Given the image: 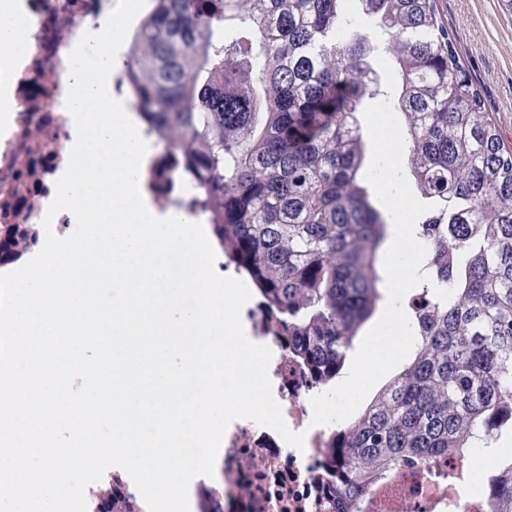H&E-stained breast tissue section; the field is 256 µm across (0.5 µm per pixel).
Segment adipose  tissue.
<instances>
[{
	"label": "adipose tissue",
	"mask_w": 512,
	"mask_h": 512,
	"mask_svg": "<svg viewBox=\"0 0 512 512\" xmlns=\"http://www.w3.org/2000/svg\"><path fill=\"white\" fill-rule=\"evenodd\" d=\"M25 12L21 0H0V131L6 133L14 128L16 78L28 62L19 36Z\"/></svg>",
	"instance_id": "obj_1"
}]
</instances>
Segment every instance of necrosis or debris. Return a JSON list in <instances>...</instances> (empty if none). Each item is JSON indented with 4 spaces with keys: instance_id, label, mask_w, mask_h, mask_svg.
<instances>
[{
    "instance_id": "1",
    "label": "necrosis or debris",
    "mask_w": 512,
    "mask_h": 512,
    "mask_svg": "<svg viewBox=\"0 0 512 512\" xmlns=\"http://www.w3.org/2000/svg\"><path fill=\"white\" fill-rule=\"evenodd\" d=\"M25 2L29 63L16 85L14 130L0 137V227L42 224L68 165L66 146L76 136L65 107L68 58L84 32L109 15L108 0ZM147 189L160 209L173 196L188 201L195 196L179 161L164 154L150 159ZM241 316L272 352L273 396L287 427L303 434L304 446L295 448L249 419L231 422L221 454L223 478L212 483L209 497L223 502L224 512H326L327 501L339 499L340 491L328 454L336 426L312 422L311 399L325 388L309 382L275 339V318L255 305L243 308ZM471 458L443 456L395 470L358 503L356 512H489V495L475 483Z\"/></svg>"
}]
</instances>
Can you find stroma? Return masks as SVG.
<instances>
[{
  "instance_id": "obj_1",
  "label": "stroma",
  "mask_w": 512,
  "mask_h": 512,
  "mask_svg": "<svg viewBox=\"0 0 512 512\" xmlns=\"http://www.w3.org/2000/svg\"><path fill=\"white\" fill-rule=\"evenodd\" d=\"M435 7L488 114L512 147V0H435Z\"/></svg>"
}]
</instances>
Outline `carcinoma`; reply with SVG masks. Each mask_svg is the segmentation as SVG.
I'll use <instances>...</instances> for the list:
<instances>
[{"label":"carcinoma","mask_w":512,"mask_h":512,"mask_svg":"<svg viewBox=\"0 0 512 512\" xmlns=\"http://www.w3.org/2000/svg\"><path fill=\"white\" fill-rule=\"evenodd\" d=\"M129 43L130 93L209 212L224 256L275 316L288 356L327 386L384 299L385 214L357 114L374 48L346 0H153ZM378 20L408 170L433 202L416 227L429 282L403 298L411 361L331 440L362 500L394 469L512 442V148L489 118L434 0H358ZM512 512V455L490 476Z\"/></svg>","instance_id":"carcinoma-1"}]
</instances>
